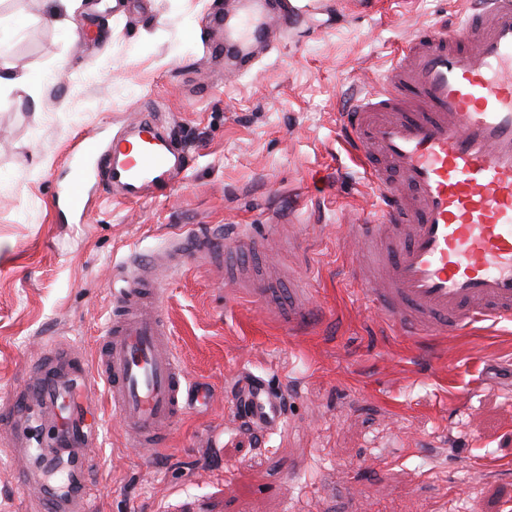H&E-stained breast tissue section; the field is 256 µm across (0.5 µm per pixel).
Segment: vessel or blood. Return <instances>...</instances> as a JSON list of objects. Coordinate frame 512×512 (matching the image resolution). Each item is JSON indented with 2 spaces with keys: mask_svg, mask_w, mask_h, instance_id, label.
<instances>
[{
  "mask_svg": "<svg viewBox=\"0 0 512 512\" xmlns=\"http://www.w3.org/2000/svg\"><path fill=\"white\" fill-rule=\"evenodd\" d=\"M463 2L461 28L417 34L344 114L345 141L379 195L349 227L353 241L372 245L363 284L375 313L412 337H453L512 319V0ZM135 130L133 141L84 137L55 206L84 214L96 184L131 202L172 184L186 167L185 153L157 125L142 120ZM394 176L401 186L391 185ZM234 243L224 251L217 235H179L167 253L132 256L92 364L75 353L35 362L13 395L10 454L52 467L79 444L83 460L77 484L63 494L42 484L39 471L19 470L20 487L33 494L32 512H93L87 473L101 402L150 457L168 447L190 383L162 310L160 270L192 257L220 261L225 281L241 284L288 327L311 318L304 289H283L254 264L262 240L242 232ZM281 411L280 398L260 379L246 382L236 399L237 414L257 429L276 426ZM34 413L55 423V447L29 437Z\"/></svg>",
  "mask_w": 512,
  "mask_h": 512,
  "instance_id": "obj_1",
  "label": "vessel or blood"
}]
</instances>
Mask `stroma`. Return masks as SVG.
Masks as SVG:
<instances>
[{"label":"stroma","instance_id":"obj_1","mask_svg":"<svg viewBox=\"0 0 512 512\" xmlns=\"http://www.w3.org/2000/svg\"><path fill=\"white\" fill-rule=\"evenodd\" d=\"M241 7L0 0V75L27 79L0 91V425L41 355L93 360L132 253L250 226L315 316L284 325L208 261L167 275L191 402L148 462L104 413L97 512H512V321L406 336L371 309L348 243L377 202L344 147L353 92L421 30L455 26L460 0H339L272 21L245 66L207 47L210 19ZM143 114L185 151L176 182L137 202L98 187L80 218L56 209L80 136ZM252 375L284 397L274 429L234 412Z\"/></svg>","mask_w":512,"mask_h":512}]
</instances>
